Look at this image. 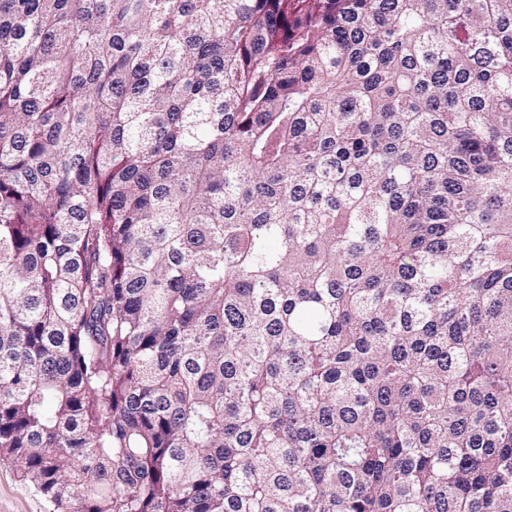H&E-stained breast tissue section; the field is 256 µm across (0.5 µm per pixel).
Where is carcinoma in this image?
<instances>
[{
  "label": "carcinoma",
  "instance_id": "obj_1",
  "mask_svg": "<svg viewBox=\"0 0 512 512\" xmlns=\"http://www.w3.org/2000/svg\"><path fill=\"white\" fill-rule=\"evenodd\" d=\"M0 460L512 512V0H0Z\"/></svg>",
  "mask_w": 512,
  "mask_h": 512
}]
</instances>
